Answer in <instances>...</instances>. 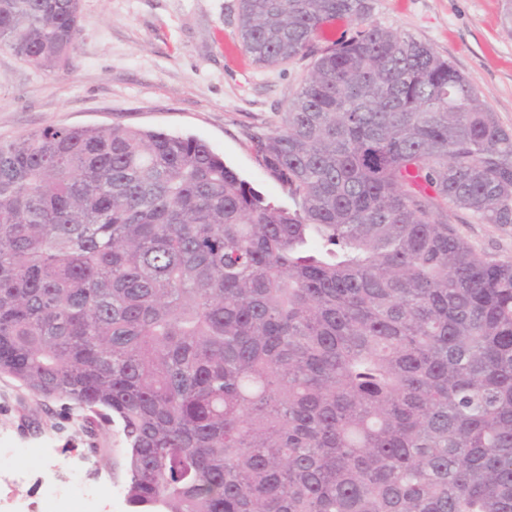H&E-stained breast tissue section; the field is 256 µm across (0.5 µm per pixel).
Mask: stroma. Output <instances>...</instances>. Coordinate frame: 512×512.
Returning a JSON list of instances; mask_svg holds the SVG:
<instances>
[{
    "mask_svg": "<svg viewBox=\"0 0 512 512\" xmlns=\"http://www.w3.org/2000/svg\"><path fill=\"white\" fill-rule=\"evenodd\" d=\"M375 23L413 36L450 61L500 124L512 130V0H371ZM72 67L47 72L0 47V141L48 126L121 124L193 136L267 199L294 201L251 148L252 133L274 128L312 69L314 52L351 38L345 18L323 27L312 55L276 69L255 65L239 28V0H81ZM480 254L512 261V224H482L450 213ZM90 443L61 404L45 412L12 379L0 377V448H42L47 467L14 487L39 500L46 484L83 470Z\"/></svg>",
    "mask_w": 512,
    "mask_h": 512,
    "instance_id": "1",
    "label": "stroma"
}]
</instances>
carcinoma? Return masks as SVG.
Returning <instances> with one entry per match:
<instances>
[{
  "mask_svg": "<svg viewBox=\"0 0 512 512\" xmlns=\"http://www.w3.org/2000/svg\"><path fill=\"white\" fill-rule=\"evenodd\" d=\"M275 68L336 18L252 136L297 201L203 140L114 125L0 142V375L118 424L130 512H512V132L370 0H239ZM81 0H0V46L72 66ZM449 222L478 253L512 261V224H482L465 211L449 213Z\"/></svg>",
  "mask_w": 512,
  "mask_h": 512,
  "instance_id": "1",
  "label": "carcinoma"
}]
</instances>
